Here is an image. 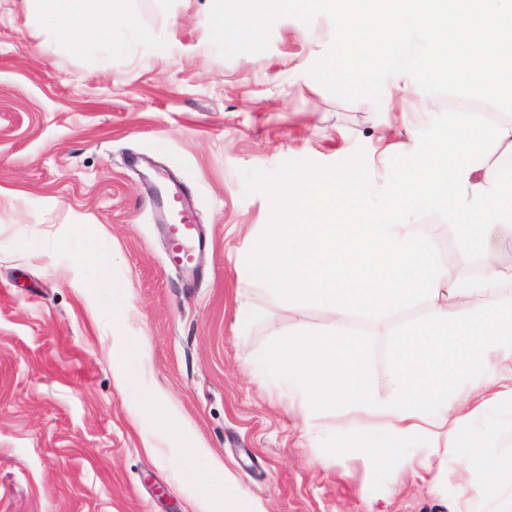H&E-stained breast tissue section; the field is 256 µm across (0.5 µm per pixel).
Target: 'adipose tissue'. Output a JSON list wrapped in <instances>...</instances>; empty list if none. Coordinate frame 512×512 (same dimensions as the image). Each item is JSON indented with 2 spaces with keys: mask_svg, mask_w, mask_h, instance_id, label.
Listing matches in <instances>:
<instances>
[{
  "mask_svg": "<svg viewBox=\"0 0 512 512\" xmlns=\"http://www.w3.org/2000/svg\"><path fill=\"white\" fill-rule=\"evenodd\" d=\"M339 20L342 52L324 73L364 88V111H391L396 100L433 111L425 93L451 70L467 88L459 110L448 115V134L413 141L410 122L382 125L381 153L415 152L379 203L366 193L355 169L304 173L274 187L284 212L280 224L263 225L246 260L251 296L239 308L245 327L259 315L264 291L279 290L284 304L307 301L324 309L327 323L278 336L258 357L265 373L279 377L307 408V431L325 420L335 430L365 434L380 426L404 437L423 436L432 454L466 448L469 469L484 472L465 491L501 497L512 512V453L487 448L471 427L490 405H512V264L501 244L512 239V0H317ZM28 14H42L70 34L92 30L91 0H22ZM304 0H235L239 22L259 32L267 17L303 11ZM419 25L423 43L408 30ZM393 67L382 106H375L376 68ZM418 206L437 210L462 244L461 258L477 256L478 281L450 275L438 259L430 231L410 223ZM393 220L376 221L378 211ZM388 325L390 364L382 379L370 372L375 327ZM482 380L479 394L462 398L459 382ZM196 512H261L244 502L238 480L198 495Z\"/></svg>",
  "mask_w": 512,
  "mask_h": 512,
  "instance_id": "adipose-tissue-1",
  "label": "adipose tissue"
}]
</instances>
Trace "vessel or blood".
Returning <instances> with one entry per match:
<instances>
[{
  "mask_svg": "<svg viewBox=\"0 0 512 512\" xmlns=\"http://www.w3.org/2000/svg\"><path fill=\"white\" fill-rule=\"evenodd\" d=\"M153 204L156 221L163 224L167 232L170 263L186 271L196 270L206 242L196 224L178 217L184 206L182 190L174 184L155 187Z\"/></svg>",
  "mask_w": 512,
  "mask_h": 512,
  "instance_id": "obj_1",
  "label": "vessel or blood"
}]
</instances>
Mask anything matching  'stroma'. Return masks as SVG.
Listing matches in <instances>:
<instances>
[{"label": "stroma", "mask_w": 512, "mask_h": 512, "mask_svg": "<svg viewBox=\"0 0 512 512\" xmlns=\"http://www.w3.org/2000/svg\"><path fill=\"white\" fill-rule=\"evenodd\" d=\"M96 19L111 33L76 43L0 0V512H194L213 480L182 454L199 441L263 512H456L463 449L436 457L384 429L308 436L285 386L257 371L273 332L318 327L321 309L270 293L236 324L238 258L284 219L271 188L357 167L376 200L410 162L381 158L375 113L317 78L335 16H271L257 41L243 25L218 35L228 0H101ZM133 155L182 185L210 245L197 274L168 264ZM409 219L459 272L439 213ZM136 338L145 362L119 363L113 347ZM155 386L179 420H135ZM395 446L430 470L367 453Z\"/></svg>", "instance_id": "stroma-1"}]
</instances>
